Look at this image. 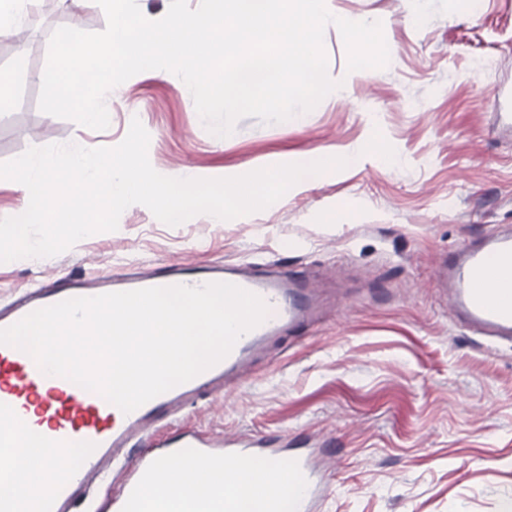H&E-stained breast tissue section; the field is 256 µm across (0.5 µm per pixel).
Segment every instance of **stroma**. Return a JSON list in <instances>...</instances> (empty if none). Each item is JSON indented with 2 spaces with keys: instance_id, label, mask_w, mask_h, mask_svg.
Here are the masks:
<instances>
[{
  "instance_id": "stroma-1",
  "label": "stroma",
  "mask_w": 512,
  "mask_h": 512,
  "mask_svg": "<svg viewBox=\"0 0 512 512\" xmlns=\"http://www.w3.org/2000/svg\"><path fill=\"white\" fill-rule=\"evenodd\" d=\"M346 19L378 21L386 68L348 71L335 25L324 49L339 90L298 123L248 117L220 139L187 86L165 70L112 89L102 131L41 112L49 39L61 26L99 32L96 5L70 0L17 47L0 35V162L32 146L113 147L139 118L159 173L220 178L301 158L358 151L374 133L397 164L367 157L316 184L294 185L267 209L224 223L170 227L145 206L113 232L45 260L0 263V307L59 280L153 272L182 264L242 265L303 282L317 304L307 324L270 340L239 385L207 390L155 436L194 430L276 438L324 464L312 512H512V343L459 325L437 287L448 252L512 228V0H326ZM341 211L342 224H325Z\"/></svg>"
}]
</instances>
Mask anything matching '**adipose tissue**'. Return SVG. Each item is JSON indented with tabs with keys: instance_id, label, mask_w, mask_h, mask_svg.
<instances>
[{
	"instance_id": "obj_1",
	"label": "adipose tissue",
	"mask_w": 512,
	"mask_h": 512,
	"mask_svg": "<svg viewBox=\"0 0 512 512\" xmlns=\"http://www.w3.org/2000/svg\"><path fill=\"white\" fill-rule=\"evenodd\" d=\"M19 446L13 468L0 477V499L12 501L15 512H29L31 497L49 485L55 471L44 464L46 454L38 436L26 425L18 427ZM158 486L143 498L141 512H211L223 502L225 485L234 486L243 501L266 508L269 493L284 490L288 481L279 471L255 464L216 468L190 463L159 469Z\"/></svg>"
}]
</instances>
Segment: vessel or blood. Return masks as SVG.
I'll use <instances>...</instances> for the list:
<instances>
[{"mask_svg":"<svg viewBox=\"0 0 512 512\" xmlns=\"http://www.w3.org/2000/svg\"><path fill=\"white\" fill-rule=\"evenodd\" d=\"M440 287L450 290L454 316L470 329L497 341H512V233L503 232L470 244L443 261L437 269ZM228 281L261 296L269 315L242 335L230 354L194 379L155 397L131 413L114 416L99 394L70 380L41 372L27 353L0 344V472L12 464L20 409H32L34 426L43 427L44 447L55 452L56 479L36 497L35 512H73L79 491L103 477L102 466L123 449L149 439L155 425L172 415L203 388L235 378L266 340L311 315V297L297 283H282L224 267L198 271L182 266L159 275L146 273L82 284L39 287L28 292L15 308L0 309V329L63 300L155 286H201ZM171 454L146 453L114 482L113 512H139L154 474L168 463L223 457L232 463L250 458L258 448L268 466L288 476L289 512H309L320 490L318 473L308 456L273 447L271 440L227 438L222 444L188 433L174 443Z\"/></svg>","mask_w":512,"mask_h":512,"instance_id":"1","label":"vessel or blood"}]
</instances>
